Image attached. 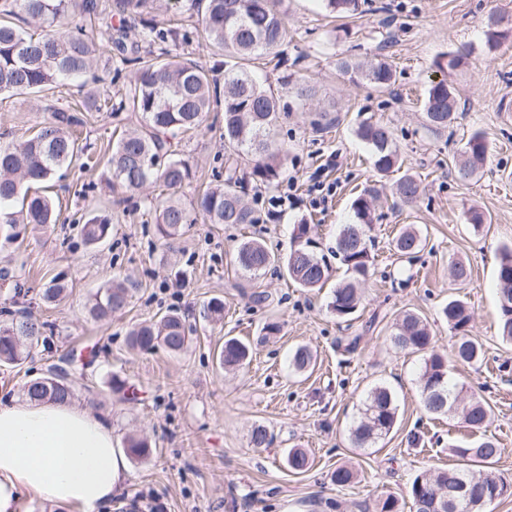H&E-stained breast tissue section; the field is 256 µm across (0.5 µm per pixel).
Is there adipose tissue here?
Listing matches in <instances>:
<instances>
[{
  "instance_id": "ef3b65f1",
  "label": "adipose tissue",
  "mask_w": 512,
  "mask_h": 512,
  "mask_svg": "<svg viewBox=\"0 0 512 512\" xmlns=\"http://www.w3.org/2000/svg\"><path fill=\"white\" fill-rule=\"evenodd\" d=\"M127 456L105 418L69 400L0 402V512L22 496L96 512L126 478Z\"/></svg>"
}]
</instances>
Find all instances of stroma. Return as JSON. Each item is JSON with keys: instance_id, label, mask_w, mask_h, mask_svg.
Segmentation results:
<instances>
[{"instance_id": "obj_1", "label": "stroma", "mask_w": 512, "mask_h": 512, "mask_svg": "<svg viewBox=\"0 0 512 512\" xmlns=\"http://www.w3.org/2000/svg\"><path fill=\"white\" fill-rule=\"evenodd\" d=\"M280 7L288 22L282 47L287 63L279 67L268 57L257 73L288 114L274 131L275 141L288 148V161L276 183L249 191L259 223L200 222L166 245L142 205L157 188L117 204L101 161L113 130L141 129L140 114L91 112L81 129L90 161H75L52 190L58 223L27 226L11 244L4 243L0 227V268L10 273L0 279V321L23 310L53 328L51 348L0 364V401L22 398L28 381L72 351L84 364L76 404L98 409L119 438L140 435L152 444L148 459L130 461L123 487L99 512H375L376 500L387 494L409 512L407 488L415 476L458 464L459 449L471 446L474 437L458 417L436 419L423 411L416 383L422 357L394 346L393 324L404 311L420 314L437 350L450 354L441 308L451 298L470 308V331L485 358L473 365L452 362L448 370L492 406L486 433L502 450L497 470L512 481V344L498 336L496 284L500 250L512 247V0H368L365 11L350 18L331 17L321 0H282ZM492 14L502 17L504 35L491 49L485 30ZM464 45L471 48L467 64L447 75L459 108L448 129L432 130L423 102L436 75L434 62ZM377 55L395 72L385 91L350 81L336 65L341 58ZM301 87L306 96H298ZM323 111L333 124L314 128ZM50 118L29 96L0 94V141L24 137ZM367 118L394 133L400 169L389 176L376 173L369 147L355 135ZM475 131L484 135L489 158L462 182L454 159ZM178 149L195 171L177 193L182 202L222 182L226 150L218 130L179 135ZM318 169L335 192L327 205L313 207L303 196ZM402 175L421 185L414 203L395 194ZM289 190L299 203L270 212L269 198ZM364 190L378 198L373 265L362 284V304L347 321L328 308L332 286L348 279L334 251L342 227L355 221L351 202ZM473 209L488 218L479 233L467 220ZM91 210L112 214V235L97 247L84 243L75 223ZM303 221L312 226L317 255L332 269L328 287H298L278 266L251 278L231 265L232 250L246 239L287 253L292 228ZM406 225L425 240L411 260L391 246ZM458 261L470 266L468 281L452 277ZM56 278L67 283V295L45 303L41 291ZM123 278L139 285L130 304L110 319L94 320L90 295ZM19 284L27 296H15ZM254 292L269 294V302L254 305ZM215 298L224 302V321L217 325L203 316ZM169 309L193 327L191 347L180 354L133 348L131 329ZM228 337L251 349L241 369L227 371L217 362ZM299 346L315 355L313 371L290 368L289 356ZM114 378L125 383L121 393L107 390ZM378 383L396 394L397 424L379 450L351 447L350 428ZM257 426L272 435L270 446H253ZM293 448L307 452L305 471L289 467ZM340 465L355 467V482L336 485L333 473Z\"/></svg>"}]
</instances>
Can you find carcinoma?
Listing matches in <instances>:
<instances>
[{
    "instance_id": "1",
    "label": "carcinoma",
    "mask_w": 512,
    "mask_h": 512,
    "mask_svg": "<svg viewBox=\"0 0 512 512\" xmlns=\"http://www.w3.org/2000/svg\"><path fill=\"white\" fill-rule=\"evenodd\" d=\"M281 0H195L202 31L212 42L217 60L206 68L180 55L169 54V45L188 43L192 32L175 25H160L149 19L158 0H115L118 23L108 26L107 43L113 52L116 75L134 68L133 82L124 94L115 98L97 90L87 92L82 103L84 112H121L141 114L144 127L138 132L121 135L112 145L107 159L111 186L134 192L153 183L169 190L189 183L192 170L187 160L170 153L168 134L197 129L212 112L222 113L221 137L229 149L224 162V183L197 194L185 204L172 198H150L149 212L154 214L161 237L174 239L185 225L201 219L206 224H256L259 217L245 200L244 178L239 176V157L252 158L250 179L270 186L279 180L288 157V149L275 144L270 134L281 119L276 95L256 81L246 62L278 53L288 39ZM332 14L353 16L361 13V0H323ZM101 13L99 0H0V93L8 92L34 98L54 94L64 77L95 72L100 45L86 34L80 19ZM469 55L458 50L441 55L435 67L455 71ZM341 71L354 81L377 88L390 87L391 65L383 60L366 63L348 59L338 61ZM224 79H219V74ZM52 120L33 127L18 141L0 142V224L16 228L18 224L46 227L56 223L55 205L42 194V185L62 178L60 171L81 151L71 128L83 124L74 108L49 107ZM428 127H448L457 111L455 89L446 80L433 81L424 101ZM356 136L371 150L375 170L386 175L398 163L393 132L378 121L364 120ZM488 158L483 135L473 133L467 139L455 172L462 180L471 179ZM420 186L411 176L401 178L396 195L404 203L413 202ZM375 197L371 192L358 195L351 203L357 219L344 225L336 238V256L346 267L349 281L336 286L328 304L339 318L352 316L361 303L359 284L369 276L372 257L369 232L375 219ZM81 235L89 246L103 243L112 232V215L92 211L80 217ZM312 227L306 222L294 225L288 255L281 259L263 243H241L232 261L239 268L259 272L274 263H282L288 277L303 288H321L329 279V268L311 250ZM401 256H412L422 249V239L412 228L402 230L394 240ZM498 297L508 295L511 307L498 303L502 339L512 343V248L503 247L497 268ZM68 285L59 279L44 288L42 298L59 300ZM133 283L112 280L88 300L89 314L105 319L124 308L132 298ZM453 333L452 356L455 362L475 364L482 360L481 343L469 334L471 311L461 300H450L442 309ZM49 325L27 313L12 315L0 325V362L17 364L30 350L48 345ZM185 319L169 310L156 320L146 321L131 333L133 347L143 351L159 346L172 353L185 351L191 341ZM401 350L419 353L423 365L418 386L424 410L433 416L459 414L467 427L481 431L491 417L488 403L472 396L456 406L464 382L448 378V359L434 349L435 341L425 321L407 311L395 323L392 336ZM249 348L236 338L224 341L219 363L226 368L242 367ZM313 355L305 347L295 350L290 365L297 372L307 370ZM75 374L60 377L51 374L29 381L24 392L34 401H63L74 395ZM397 422V405L393 392L386 386L372 388L363 402L358 423L350 429L356 448H371L392 431ZM126 453L135 460H145L151 445L144 437L131 435ZM466 459L463 466L438 468L417 475L408 489L415 512H486L495 501L512 495V483L493 470L501 455L495 439L483 437L473 446L459 450ZM462 486L463 495L454 503L445 501L439 491Z\"/></svg>"
}]
</instances>
